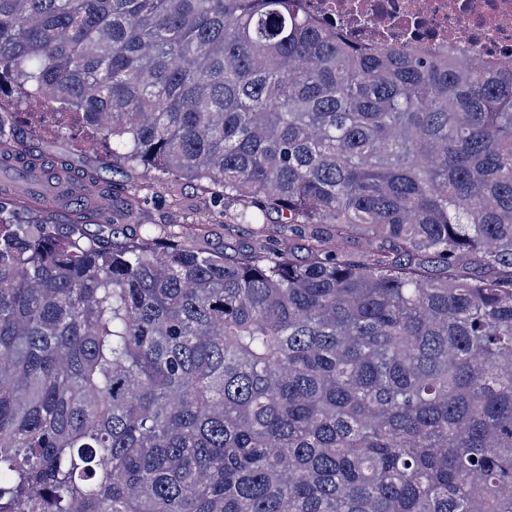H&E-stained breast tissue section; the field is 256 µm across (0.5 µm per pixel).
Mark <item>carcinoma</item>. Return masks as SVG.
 I'll return each instance as SVG.
<instances>
[{
  "label": "carcinoma",
  "instance_id": "1",
  "mask_svg": "<svg viewBox=\"0 0 512 512\" xmlns=\"http://www.w3.org/2000/svg\"><path fill=\"white\" fill-rule=\"evenodd\" d=\"M6 89L277 221L131 237L140 185L0 111L45 184L0 191V512H512V72L298 0H0ZM225 209L241 214L237 223L224 224L222 222H213L205 229V232L198 238L190 241V245L200 249L224 250L228 253L248 252L251 249L258 248L261 244L268 243L267 237L263 231V225L274 220L273 216L259 218L254 217L253 208H246L241 202L234 200H225Z\"/></svg>",
  "mask_w": 512,
  "mask_h": 512
}]
</instances>
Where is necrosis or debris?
<instances>
[{
  "label": "necrosis or debris",
  "mask_w": 512,
  "mask_h": 512,
  "mask_svg": "<svg viewBox=\"0 0 512 512\" xmlns=\"http://www.w3.org/2000/svg\"><path fill=\"white\" fill-rule=\"evenodd\" d=\"M319 24L368 45L512 68V0H301Z\"/></svg>",
  "instance_id": "1"
}]
</instances>
